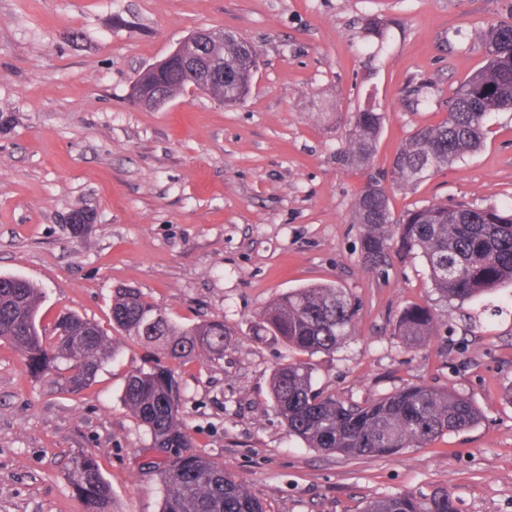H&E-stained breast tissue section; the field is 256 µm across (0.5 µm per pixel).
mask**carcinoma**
Segmentation results:
<instances>
[{
    "label": "carcinoma",
    "instance_id": "carcinoma-1",
    "mask_svg": "<svg viewBox=\"0 0 512 512\" xmlns=\"http://www.w3.org/2000/svg\"><path fill=\"white\" fill-rule=\"evenodd\" d=\"M487 64L448 98L445 119L417 129L397 152L393 181L410 185L464 159L484 141L492 112L512 109V24L499 23L474 32ZM224 81L203 88L226 105L245 101L256 53L243 39L229 37L219 46ZM192 83L179 65L147 70L132 96H147L159 84L173 95ZM384 113L371 104L354 114L336 160L351 167L371 165ZM352 222L360 225L365 268L386 265L391 249L425 260L435 292L433 305L415 304L399 315L394 336L409 349L419 348L448 329V306L483 300L495 290L512 288V204L477 208L466 202L432 203L392 217L382 181L368 180L352 203ZM42 293L32 283L0 278V341L19 350L33 374L67 365L71 390L89 386L97 370L115 356L114 339L91 320L68 313L50 336L38 321ZM358 306L335 285H314L281 295L255 321V333L268 336L293 353H334L354 335ZM112 324L118 332L159 350L149 368L134 370L123 392L126 408L150 438L144 453L162 456L148 462L164 487L161 512H263L246 482L224 466L190 452L191 436L182 411V387L173 366L219 360L235 343V331L222 319L185 325L149 302L137 288L125 286L112 296ZM274 409L288 435L307 447L347 457L385 456L420 448L451 432L477 426L481 413L466 396L426 385H406L364 404H346L313 388L312 369L291 359L270 379ZM67 480L82 512H107L111 485L96 456L80 452ZM364 512H458L448 489L399 492L369 504Z\"/></svg>",
    "mask_w": 512,
    "mask_h": 512
}]
</instances>
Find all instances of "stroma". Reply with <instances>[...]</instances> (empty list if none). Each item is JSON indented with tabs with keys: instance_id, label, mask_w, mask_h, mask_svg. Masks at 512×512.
<instances>
[{
	"instance_id": "35a3bbf8",
	"label": "stroma",
	"mask_w": 512,
	"mask_h": 512,
	"mask_svg": "<svg viewBox=\"0 0 512 512\" xmlns=\"http://www.w3.org/2000/svg\"><path fill=\"white\" fill-rule=\"evenodd\" d=\"M380 18L382 45L362 27ZM512 22V0H0V276L43 292L40 320L74 312L111 331L124 284L180 323L217 318L237 343L223 359L176 370L194 453L246 480L264 512H362L398 492L450 491L460 512H512V288L501 316L449 307L450 332L426 347L394 335L405 307L434 291L422 258L361 260L351 206L383 179L393 215L433 202L512 201V111L491 113L480 150L414 185L390 182L392 160L419 127L441 122L460 82L486 63L475 29ZM198 30L250 43L258 70L245 103L195 88L149 110L134 81ZM423 86L424 102L412 90ZM380 104L373 164L336 150L355 112ZM91 211L85 238L70 215ZM345 288L360 306L352 338L310 358L313 384L348 403L426 384L469 397L471 430L422 448L344 457L288 436L270 395L283 345L253 334L280 294ZM159 356L120 338L90 388L32 374L0 343V512H80L66 478L96 455L110 512H161L163 489L140 450L143 425L125 407L126 377Z\"/></svg>"
}]
</instances>
